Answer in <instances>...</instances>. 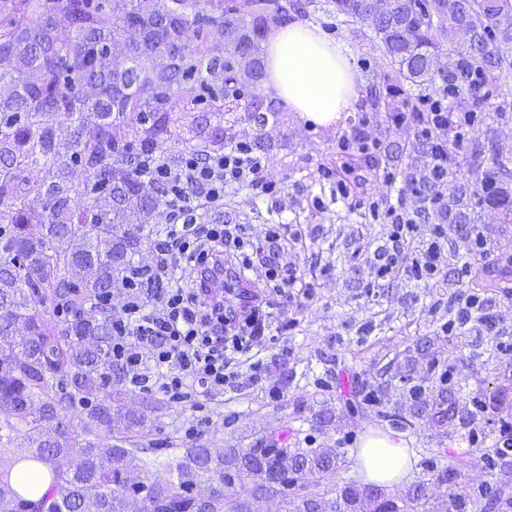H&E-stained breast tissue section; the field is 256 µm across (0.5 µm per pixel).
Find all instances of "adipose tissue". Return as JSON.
Wrapping results in <instances>:
<instances>
[{"instance_id": "1", "label": "adipose tissue", "mask_w": 512, "mask_h": 512, "mask_svg": "<svg viewBox=\"0 0 512 512\" xmlns=\"http://www.w3.org/2000/svg\"><path fill=\"white\" fill-rule=\"evenodd\" d=\"M268 97L278 107L328 126L352 111L364 81L343 45L300 19L271 27L264 42ZM353 470L365 485L396 487L414 475L416 455L402 434L369 426L353 453Z\"/></svg>"}]
</instances>
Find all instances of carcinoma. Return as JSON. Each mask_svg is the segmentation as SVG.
<instances>
[{"label":"carcinoma","instance_id":"cac0c4a2","mask_svg":"<svg viewBox=\"0 0 512 512\" xmlns=\"http://www.w3.org/2000/svg\"><path fill=\"white\" fill-rule=\"evenodd\" d=\"M369 0H0V512H126L143 495L145 512H243L247 498L276 493L274 471L291 467L293 512H412L425 482L400 502L353 489L328 501L313 493L339 457L314 448H235L216 451L207 443L160 462L139 419L125 416L132 431L112 432L121 416L112 387L125 383L110 357L108 314L96 300L120 279L150 238L143 233L150 213L162 207L160 192L145 191L139 158L155 150L178 166L181 151L212 150L220 127L174 115L175 90L199 93L195 102L224 117L240 107L238 68L249 80L263 76L261 42L269 25L323 11L343 25L357 22ZM63 11L69 25L56 24ZM239 24L241 40L224 41V22ZM196 41L181 37L188 24ZM138 30L141 38L129 37ZM448 39L443 48L437 34ZM375 38L390 67L383 84L370 88L374 112H411L420 107L403 84L427 87L440 79L448 93L466 85L463 112L478 123L512 120V102L493 98L512 74V0H384ZM121 45L116 54L110 47ZM467 172L448 149V181L432 175L434 191L448 184V212L467 213L476 224L485 208L512 221V168L471 147ZM386 147L372 155L336 156L342 178L367 168L390 169L402 183L418 173V154ZM87 177L74 182L71 169ZM44 169L30 180L33 168ZM40 226L33 237L30 225ZM125 224L132 229H122ZM127 260L112 263V253ZM67 310L59 321L46 305ZM49 467L52 487L37 501L21 498L9 482L21 461ZM137 465L143 479L127 480ZM425 476L448 482V468L427 458Z\"/></svg>","mask_w":512,"mask_h":512}]
</instances>
